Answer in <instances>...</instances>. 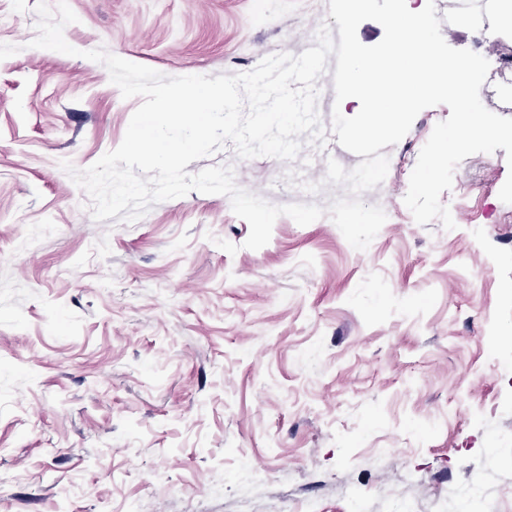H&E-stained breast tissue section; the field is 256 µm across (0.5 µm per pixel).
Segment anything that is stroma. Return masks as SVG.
Returning a JSON list of instances; mask_svg holds the SVG:
<instances>
[{
	"mask_svg": "<svg viewBox=\"0 0 512 512\" xmlns=\"http://www.w3.org/2000/svg\"><path fill=\"white\" fill-rule=\"evenodd\" d=\"M35 3L0 0V43L19 48L0 60V512H352L346 486L366 512H473L475 482L512 512L505 150L456 167L455 229L417 224L409 178L450 114L421 111L360 195L386 214L363 251L327 215L279 217L245 248L229 198L195 191L101 222L62 164L117 148L141 100L85 51L232 75L301 54L334 19L328 0H68L69 56L31 47ZM335 69L328 56L317 81L323 147L283 161L228 144L187 172L232 166L274 205L346 196L325 182L329 158L354 168L331 132Z\"/></svg>",
	"mask_w": 512,
	"mask_h": 512,
	"instance_id": "stroma-1",
	"label": "stroma"
}]
</instances>
